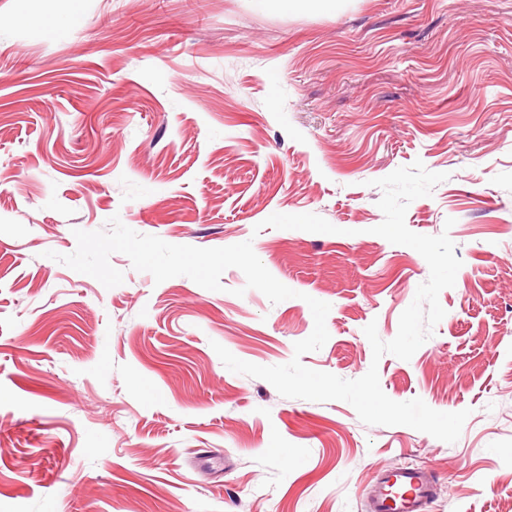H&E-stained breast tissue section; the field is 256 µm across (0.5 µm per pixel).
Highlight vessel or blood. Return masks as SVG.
<instances>
[{
	"label": "vessel or blood",
	"mask_w": 512,
	"mask_h": 512,
	"mask_svg": "<svg viewBox=\"0 0 512 512\" xmlns=\"http://www.w3.org/2000/svg\"><path fill=\"white\" fill-rule=\"evenodd\" d=\"M434 493L432 474L421 469H393L379 478L367 512H425Z\"/></svg>",
	"instance_id": "vessel-or-blood-1"
}]
</instances>
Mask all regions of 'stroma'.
<instances>
[{"label":"stroma","mask_w":512,"mask_h":512,"mask_svg":"<svg viewBox=\"0 0 512 512\" xmlns=\"http://www.w3.org/2000/svg\"><path fill=\"white\" fill-rule=\"evenodd\" d=\"M446 174L405 222L463 262L444 318L393 339L429 266L371 229L373 180ZM313 213L337 231L265 226ZM176 245L251 241L293 298L236 268L222 291L122 284L46 258L112 216ZM453 227H446V219ZM469 410L452 444L281 396L214 351ZM420 467L426 512H512V0H0V512H365L383 471Z\"/></svg>","instance_id":"1"}]
</instances>
